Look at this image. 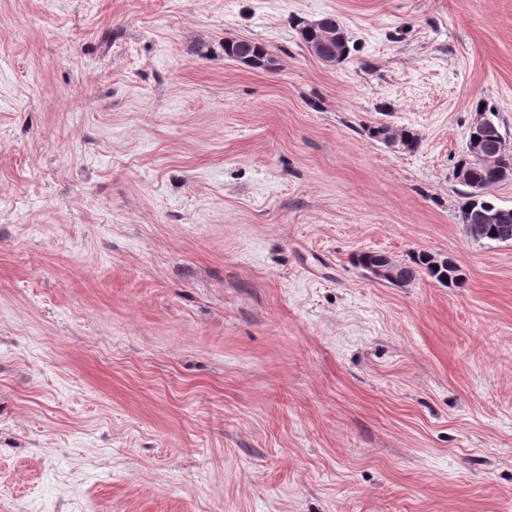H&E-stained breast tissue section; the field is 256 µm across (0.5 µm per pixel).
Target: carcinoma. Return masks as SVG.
<instances>
[{"instance_id":"1","label":"carcinoma","mask_w":512,"mask_h":512,"mask_svg":"<svg viewBox=\"0 0 512 512\" xmlns=\"http://www.w3.org/2000/svg\"><path fill=\"white\" fill-rule=\"evenodd\" d=\"M247 50L250 56L255 60H261L272 55V51L263 43L249 40L244 43L235 44L232 42L224 43V57L236 61L240 52ZM479 111L486 114L488 129L483 139V146L493 149L496 147L497 137L502 134V127L496 120L497 113L485 106H478ZM461 164L469 166V182L464 184L466 190L463 191L464 202L460 207L461 215L474 214L478 211L494 213L498 220L493 223L483 225V229L472 239L477 242H511L512 241V208H507L495 202L490 193L477 196L469 187L471 183H480L494 186L496 174L492 169L483 167L469 160H462ZM426 273L429 277L435 279L442 285H457L462 281L461 269L456 264L449 261L445 264H439L432 260L428 254H419L412 260V264H404L401 267L402 277L410 282L419 276L420 273Z\"/></svg>"}]
</instances>
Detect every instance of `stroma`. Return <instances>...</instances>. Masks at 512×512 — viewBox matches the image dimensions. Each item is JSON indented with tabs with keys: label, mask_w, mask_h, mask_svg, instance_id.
Returning <instances> with one entry per match:
<instances>
[{
	"label": "stroma",
	"mask_w": 512,
	"mask_h": 512,
	"mask_svg": "<svg viewBox=\"0 0 512 512\" xmlns=\"http://www.w3.org/2000/svg\"><path fill=\"white\" fill-rule=\"evenodd\" d=\"M480 101L512 139V0H0V512H512ZM336 23V27H343L336 17H331ZM328 16H320L307 22L308 29L313 30L314 35L306 33L302 26L299 27V35L305 46L309 43V51L327 66L333 67L342 62L344 56V46L349 44L346 42V34L337 29ZM311 42V43H310ZM336 43V53H327L324 51L326 45ZM247 43L235 44L232 42L224 41V57L233 61H239L240 64L245 66H250L252 61L251 58H241L240 52L242 50H248L250 52V56L254 60L268 59L264 62V68L267 72H275L279 69V64L277 63L276 58L269 57L270 55H274L272 51L263 43L246 40ZM466 146L472 147L474 155L476 156V160L485 167L477 164L476 162L466 160V155H463V157L460 159L463 160L459 162V164L456 166L455 171L459 166L467 164V166H469V181L473 184L480 183L483 185H488L490 186V189L484 195L476 196L473 193L472 188L469 184L463 183L456 178L462 186L467 188V190L463 191V198L465 201L460 207L461 219L465 215L474 214L477 213L478 211L494 213L498 216V220L494 215H489L485 213H480L474 217L472 223L482 224L483 229L481 230L479 236L471 234V238L477 242H511L512 208H507L499 205L498 203L495 202L494 198L490 194V190L496 186L494 185V183L496 182V174L495 170L492 169L499 168L501 156L503 164L505 166L512 167L511 148L507 147V145L505 144L504 149H506L507 152L511 153H506L502 155V153H486L482 149H480L478 145H474L473 142H467ZM486 167L492 169H488ZM366 268L374 278L400 282L399 264L392 261V259L384 253H381L378 259L374 263H369ZM433 257L428 254H419L412 260V264H403L401 267V275L410 282L424 272L430 277L434 278L442 285H458L462 281L461 269L456 264L448 260L447 264H438L432 260Z\"/></svg>",
	"instance_id": "35a3bbf8"
}]
</instances>
